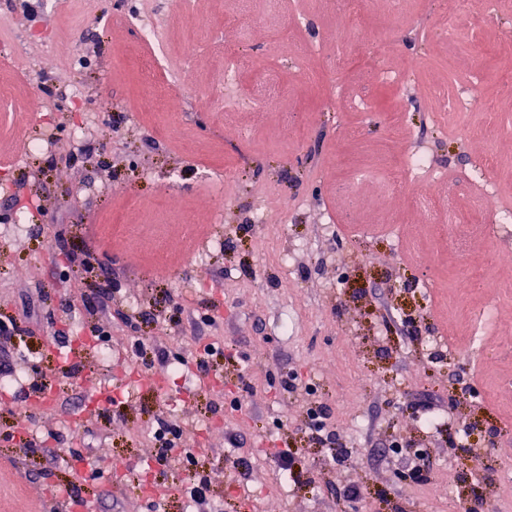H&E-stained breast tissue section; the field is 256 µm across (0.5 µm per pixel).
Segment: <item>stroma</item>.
I'll return each mask as SVG.
<instances>
[{
    "mask_svg": "<svg viewBox=\"0 0 512 512\" xmlns=\"http://www.w3.org/2000/svg\"><path fill=\"white\" fill-rule=\"evenodd\" d=\"M300 10L297 22L267 0H198L189 12L172 0H0V87L12 90L0 100V215L35 216L21 233L0 229V321L17 325L0 335L12 365L0 392V512H54L63 486L93 466L103 476L81 487L90 512H151L154 500L190 512L191 462L223 512H461L448 496L460 485L483 493L489 512H512V265L498 259L512 252V223L455 252L447 212L425 213L412 189L393 187L403 154L426 155L459 223L479 228L493 214L476 206L472 176L490 153L512 207V0L490 19L471 0H406L399 13L362 0L345 21L375 40L359 69L339 74L324 67L337 53L335 5ZM143 15L159 23L163 77L184 87L169 121L137 109L150 78L129 61V21ZM448 20L452 45L437 31ZM190 37L203 52L189 54ZM228 50L245 61L231 94L281 92L287 123L225 111L216 85ZM408 58L425 74L404 71ZM380 64L402 72L401 85L376 80ZM476 73L496 101L492 124L479 112L432 116L427 79L462 85ZM334 85L370 112L328 109ZM364 168L371 176L358 180ZM163 193L175 204L161 211ZM84 245L136 326L89 310L95 282L63 254ZM98 329L112 334L110 360L66 377L63 353ZM476 329L481 345L449 356ZM138 339L180 342L182 376L132 356ZM210 343L224 355L206 377L196 359ZM147 370L158 384L143 389ZM290 371L303 388L279 386ZM418 400L447 425L424 430ZM316 402L352 452L344 463L303 431ZM163 409L185 430L161 465L151 434ZM36 436L55 460L21 453ZM393 439L424 449L427 483H399ZM454 439L467 454L453 455ZM280 448L293 453L289 470ZM474 457L490 460L493 484L470 469Z\"/></svg>",
    "mask_w": 512,
    "mask_h": 512,
    "instance_id": "stroma-1",
    "label": "stroma"
}]
</instances>
